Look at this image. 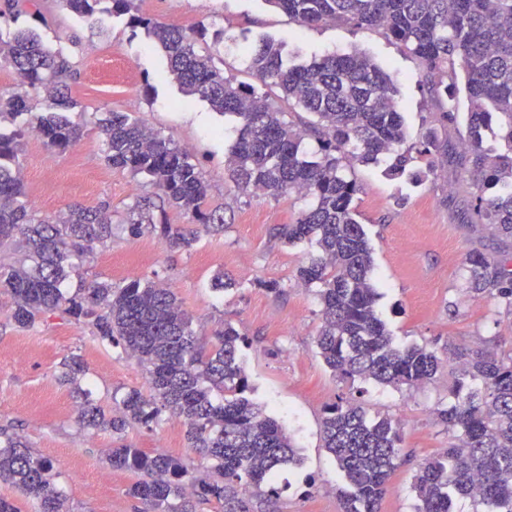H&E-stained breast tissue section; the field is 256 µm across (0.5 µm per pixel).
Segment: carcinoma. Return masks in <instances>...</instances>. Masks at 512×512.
I'll use <instances>...</instances> for the list:
<instances>
[{
  "label": "carcinoma",
  "mask_w": 512,
  "mask_h": 512,
  "mask_svg": "<svg viewBox=\"0 0 512 512\" xmlns=\"http://www.w3.org/2000/svg\"><path fill=\"white\" fill-rule=\"evenodd\" d=\"M88 22L100 13L128 14L135 0H60ZM302 26L373 27L415 57L429 92L445 97L443 118H454L465 102L466 131L461 159L497 188L477 197L478 223L508 246L499 257L471 250L465 258V288L512 311V0H264ZM38 0H0V18ZM165 56L167 73L187 96L239 124L225 170L238 190L280 197L291 192L310 199L293 224L278 235L287 243L315 242L318 255L300 267L299 279L316 288L320 326L316 347L333 376L359 378L396 388H421L434 381L443 363L454 403L438 412L453 434L448 448L427 458L413 478L416 512H452L453 499L467 498L475 512H512V354L499 356L487 344H448L446 356L420 345L399 346L378 310L371 278L372 250L357 220L356 183L343 171L379 163L391 179L423 181L415 156H427V172L447 154L437 129L417 144L408 133L390 74L368 54H327L307 64L283 59L284 42L262 37L243 48L247 68L282 98L316 117L310 129L284 120L270 96L236 84L218 66L220 50L204 47L208 27L187 30L136 14ZM0 65L25 88L0 92V122L32 111L30 92L51 90L44 113L27 125L0 132V293L12 301L11 319L29 329L59 312L93 328L101 341L118 346L149 375L151 392L131 390L110 412L84 402L78 422L121 434L148 426L167 414L186 427L188 445L203 460L191 470L178 457L150 455L131 445L111 450L112 468L138 475L128 494L143 512H195L194 503L216 512H277L280 473L302 457L282 424L253 401V387L239 359L242 339L224 325L210 347L199 344L189 315L174 292L143 278L115 288L108 281L81 284L72 297L61 285L83 259L112 238V208L74 205L64 218L39 216L23 200L18 152L37 132L52 149L65 151L82 129L62 112L73 105L69 62L32 34L0 41ZM498 119L503 150L483 146V132ZM319 150L307 156V131ZM105 159L132 178L147 180L162 207L189 213L193 227L160 224L172 251L190 249L198 228H221L224 216L206 207L209 184L190 154L171 139L123 112L99 123ZM128 229L140 232L153 216L130 208ZM323 447L332 455L343 485L341 512H381L403 442L390 417L372 419L356 402L339 399L322 417ZM53 460L35 455L21 437L0 429V483L18 488L34 512H70L57 490Z\"/></svg>",
  "instance_id": "obj_1"
}]
</instances>
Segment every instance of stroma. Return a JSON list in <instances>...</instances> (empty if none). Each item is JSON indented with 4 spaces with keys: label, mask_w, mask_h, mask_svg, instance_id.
I'll list each match as a JSON object with an SVG mask.
<instances>
[{
    "label": "stroma",
    "mask_w": 512,
    "mask_h": 512,
    "mask_svg": "<svg viewBox=\"0 0 512 512\" xmlns=\"http://www.w3.org/2000/svg\"><path fill=\"white\" fill-rule=\"evenodd\" d=\"M136 5L140 13L168 24L188 28L205 22L222 30L224 74L237 83L257 85L241 49L266 36L285 42L292 64L355 48L381 64L399 88L410 142L437 127L448 140V163L445 175L428 177L419 187L388 178L380 164L345 171L358 188L353 205L373 251L380 315L402 346L441 351L451 341H487L498 353L512 352V313L464 288L466 253L479 249L493 256L499 250L487 227L473 219L476 197L488 199L493 192L481 175L460 165L465 116L443 120L444 103L423 85L418 60L377 30L302 26L263 0H136ZM0 31L38 34L77 71L74 104L66 117L84 135L63 153L40 138L24 140L18 160L28 207L52 216L75 203L92 207L107 200L115 210L111 240L78 264L64 292L74 293L82 278L118 287L153 277L172 288L202 340H211L227 324L239 332V357L254 399L279 418L303 457L301 466L283 472L278 481L279 512H340L341 478L321 437L323 410L340 397L359 400L369 416L399 420L400 460L381 510L414 512L411 485L418 466L452 441L437 416L452 402L448 371L440 369L431 384L413 389L333 377L317 354L318 300L298 278L316 246L308 240L289 244L277 235L281 225L295 222L307 199L296 193L247 195L235 188L224 169L236 138L235 118L184 95L166 78V59L145 29L127 17L104 14L90 23L58 0H42L39 10L0 18ZM113 112L129 114L189 148L209 184L208 207L224 211L223 229L201 232L193 249L178 253L169 251L151 226L136 236L129 232L128 210L139 200L154 203L158 197L152 186L106 162L98 123ZM220 273L235 278L234 289H212ZM10 314L9 297L0 295V428L18 433L35 454L58 462L57 485L72 512H141L140 501L127 493L136 473L109 463L116 444L112 433L79 425L75 410L86 400L109 410L114 398L130 390L149 393L146 372L122 348L100 342L85 324L56 313L21 329ZM71 356L81 357L86 371L76 388L58 378ZM184 431L178 419L165 416L148 428H128L124 441L199 467Z\"/></svg>",
    "instance_id": "35a3bbf8"
}]
</instances>
